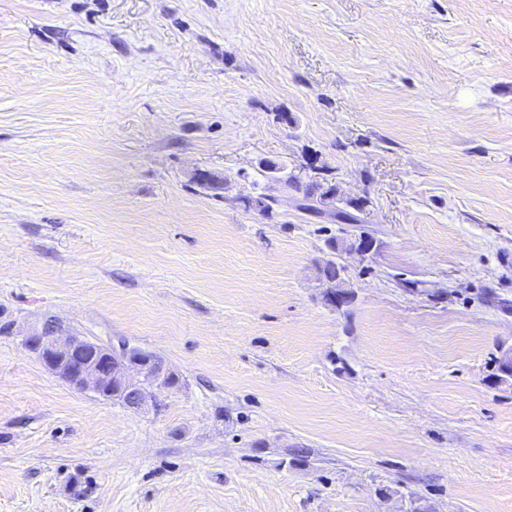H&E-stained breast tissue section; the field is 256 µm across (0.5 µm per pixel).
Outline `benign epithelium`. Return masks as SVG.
Here are the masks:
<instances>
[{
	"mask_svg": "<svg viewBox=\"0 0 512 512\" xmlns=\"http://www.w3.org/2000/svg\"><path fill=\"white\" fill-rule=\"evenodd\" d=\"M25 346L44 367L69 385L90 390L105 399L119 400L129 409L144 406L160 381H149V370H172L162 358L135 346H104L66 330L55 317L45 318L24 336Z\"/></svg>",
	"mask_w": 512,
	"mask_h": 512,
	"instance_id": "7a95c632",
	"label": "benign epithelium"
}]
</instances>
